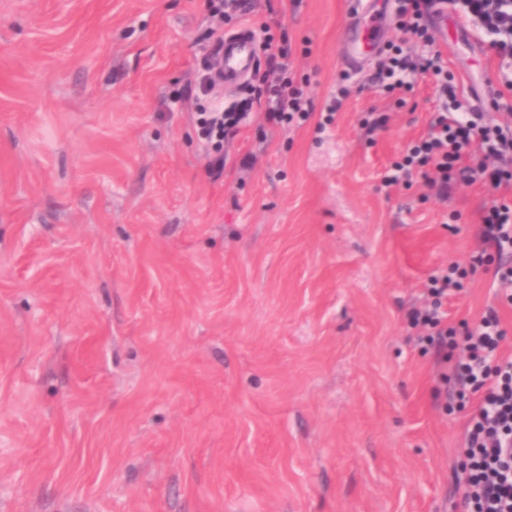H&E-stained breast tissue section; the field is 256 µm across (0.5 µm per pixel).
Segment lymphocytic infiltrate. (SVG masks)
Instances as JSON below:
<instances>
[{
  "instance_id": "f902f5d3",
  "label": "lymphocytic infiltrate",
  "mask_w": 512,
  "mask_h": 512,
  "mask_svg": "<svg viewBox=\"0 0 512 512\" xmlns=\"http://www.w3.org/2000/svg\"><path fill=\"white\" fill-rule=\"evenodd\" d=\"M453 7L466 8L468 15L498 34L489 49L501 60L502 83L512 91V0H447ZM436 0H394L395 26L430 42L426 19ZM210 12L217 24L209 33V54L195 72L200 98L208 105L197 118L201 140L222 148L227 134L249 116L251 98L228 107L210 106L215 90L211 58L224 45L223 20L236 17L239 0H210ZM287 51L269 59L262 78L261 95L266 99L267 119L273 123L290 121L293 114H305L309 103L302 89L285 80ZM422 72L430 77L447 103L436 110L428 131L412 144L402 161L394 163L383 184L391 188L408 183L413 173H421L425 186L438 197H447L460 183L490 186L502 193L485 208L480 220L481 249L473 256L472 267L493 266L497 283L512 286V122L487 125L483 113H459L452 105L457 88L448 74V64L440 52L420 56L404 53L401 47L380 50L376 78L388 91L405 89L401 75ZM460 266L449 263L430 280L432 305L414 310L411 320L423 331L422 338L438 351L448 347V325L441 312L442 301L458 287ZM464 356L452 367L459 392H478L479 401L465 426L463 455L469 470L464 478L461 503L469 512H512V357L501 355L505 332L495 309H488L465 329Z\"/></svg>"
}]
</instances>
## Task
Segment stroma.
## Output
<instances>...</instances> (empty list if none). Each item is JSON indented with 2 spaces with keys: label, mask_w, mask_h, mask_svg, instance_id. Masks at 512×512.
<instances>
[{
  "label": "stroma",
  "mask_w": 512,
  "mask_h": 512,
  "mask_svg": "<svg viewBox=\"0 0 512 512\" xmlns=\"http://www.w3.org/2000/svg\"><path fill=\"white\" fill-rule=\"evenodd\" d=\"M274 17L310 114L254 101L211 174L208 0H0V512H461L476 401L447 394L409 314L479 250L497 194L385 188L435 86L351 70L349 0H250L244 20ZM429 32L461 110L500 89L492 33ZM462 284L449 327L496 309L512 356L491 274Z\"/></svg>",
  "instance_id": "1"
}]
</instances>
